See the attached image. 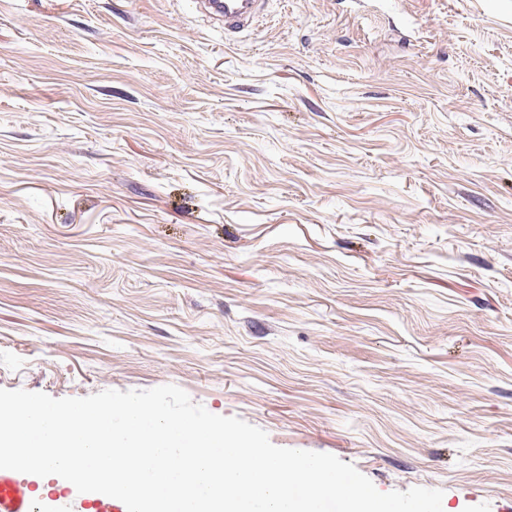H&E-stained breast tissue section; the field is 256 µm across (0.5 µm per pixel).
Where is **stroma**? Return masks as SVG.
Wrapping results in <instances>:
<instances>
[{
  "label": "stroma",
  "mask_w": 512,
  "mask_h": 512,
  "mask_svg": "<svg viewBox=\"0 0 512 512\" xmlns=\"http://www.w3.org/2000/svg\"><path fill=\"white\" fill-rule=\"evenodd\" d=\"M0 0V388L174 384L512 512V0ZM268 0H194V8L224 30L225 40L256 27L267 16Z\"/></svg>",
  "instance_id": "1"
}]
</instances>
